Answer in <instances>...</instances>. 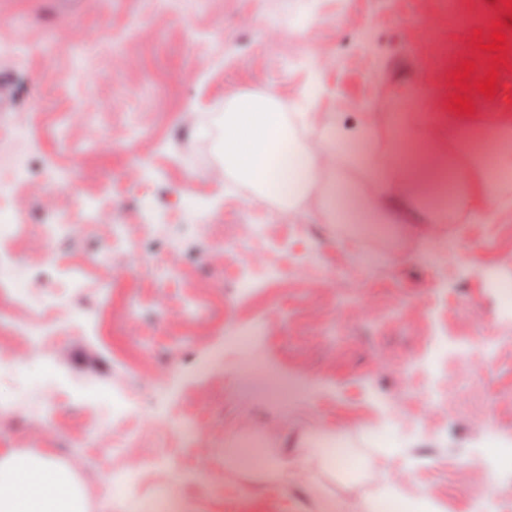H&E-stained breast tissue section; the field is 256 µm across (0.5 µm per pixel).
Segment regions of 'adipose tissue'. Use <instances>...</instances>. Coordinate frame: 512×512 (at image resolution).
<instances>
[{
    "label": "adipose tissue",
    "mask_w": 512,
    "mask_h": 512,
    "mask_svg": "<svg viewBox=\"0 0 512 512\" xmlns=\"http://www.w3.org/2000/svg\"><path fill=\"white\" fill-rule=\"evenodd\" d=\"M512 124L448 129L421 113L398 115L396 133L380 138L370 113L333 124L318 113L287 109L273 89L239 94L224 106V175L284 212L313 188L336 195L357 176L360 198L383 224H452L481 215L501 186L475 161L478 144L498 171H512ZM456 149H449V142ZM0 512H88L81 479L63 462L13 452L0 457ZM356 512H437L428 497L388 486Z\"/></svg>",
    "instance_id": "ef3b65f1"
}]
</instances>
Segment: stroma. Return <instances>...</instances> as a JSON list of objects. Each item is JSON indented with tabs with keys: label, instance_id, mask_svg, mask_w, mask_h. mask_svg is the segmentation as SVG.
Here are the masks:
<instances>
[{
	"label": "stroma",
	"instance_id": "obj_1",
	"mask_svg": "<svg viewBox=\"0 0 512 512\" xmlns=\"http://www.w3.org/2000/svg\"><path fill=\"white\" fill-rule=\"evenodd\" d=\"M506 18L503 0H0L14 130L0 142V194L12 189L6 166L36 144L76 169L78 194L58 196L59 207L124 184L112 206L128 246L112 274L143 282L151 303L165 282L140 240L142 196L165 223L212 224L199 248L224 257L222 274L202 263L196 277L200 294L221 295L220 320L183 327L173 303L160 324L144 310L103 340L64 322L45 348L16 352L0 369V411L22 410L7 421L13 450L64 461L89 512H151L161 491L185 512H347L387 482L441 512H472L479 494L485 512H512V467L480 465L488 435L512 443V319L483 285L512 281V204L490 223L358 233L341 229L318 190L291 214L250 198L225 178L218 151L225 101L268 86L330 123L372 113L383 137L407 88L418 111L440 110L452 125L512 115V26L493 97L475 86L492 67L473 37ZM469 61L463 92L454 75ZM460 94L472 112L456 109ZM142 160L151 170L140 177ZM251 224L267 225L268 238L237 248ZM244 270L257 274L252 295L228 294ZM230 320L265 325L260 368L225 345ZM458 334L509 342L462 367L442 352ZM219 346L222 365L198 372ZM51 386L75 406L48 421ZM118 405L135 420L113 416ZM322 432L336 449L270 487L265 472L302 460ZM386 434L399 455L347 478ZM118 472L133 481L107 491Z\"/></svg>",
	"mask_w": 512,
	"mask_h": 512
}]
</instances>
